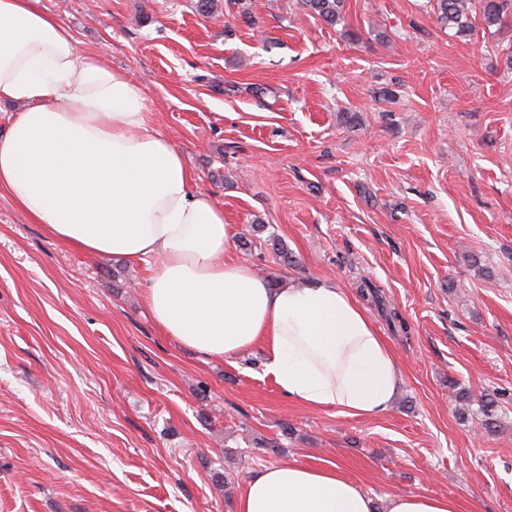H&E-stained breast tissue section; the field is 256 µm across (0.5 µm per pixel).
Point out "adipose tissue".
<instances>
[{
    "instance_id": "ef3b65f1",
    "label": "adipose tissue",
    "mask_w": 512,
    "mask_h": 512,
    "mask_svg": "<svg viewBox=\"0 0 512 512\" xmlns=\"http://www.w3.org/2000/svg\"><path fill=\"white\" fill-rule=\"evenodd\" d=\"M0 191L56 239L150 264L143 304L177 343L228 359L262 347L265 373L305 407L371 416L399 372L364 308L334 279L272 285L233 261L224 210L148 117L142 84L108 55L79 53L34 0H0ZM236 512H374L338 466L262 468Z\"/></svg>"
}]
</instances>
